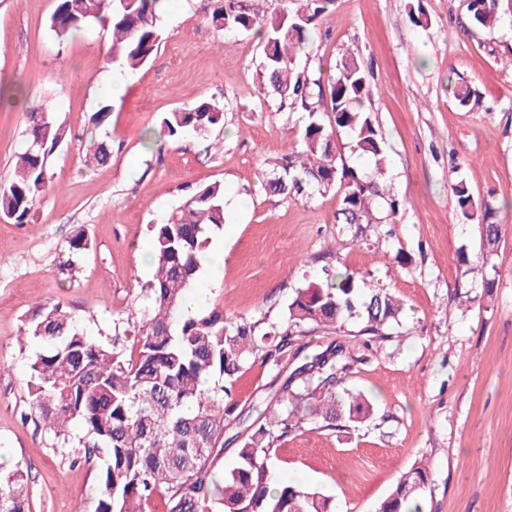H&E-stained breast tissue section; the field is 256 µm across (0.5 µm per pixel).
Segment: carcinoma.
<instances>
[{"label": "carcinoma", "instance_id": "carcinoma-1", "mask_svg": "<svg viewBox=\"0 0 512 512\" xmlns=\"http://www.w3.org/2000/svg\"><path fill=\"white\" fill-rule=\"evenodd\" d=\"M161 0H56L49 21L60 40L89 24L105 32L112 64L132 69L150 61L162 40ZM215 26L226 32L255 31L263 43L262 74L281 102L304 116L301 144L274 163L266 179L275 195L307 198L331 190L341 194V224H393L403 206L382 182L384 138L366 105L370 71L354 51L340 53L334 74L311 64L318 19L336 0H292L295 8L266 18L243 0H217ZM497 0H468L473 26L498 21ZM224 124V109L212 101L175 111L162 121L163 135L179 138ZM345 129L352 150L374 159L366 179L345 164L334 135ZM70 137L49 107L27 112L25 143L12 179L0 184V216L25 224L50 183L49 162ZM112 142L88 141L85 163L110 162ZM463 215L476 203L466 182L452 187ZM483 247L491 255L501 225L484 211ZM224 227V184L195 188L162 223L151 225L155 274L132 347L115 335L94 340L59 301L38 306L17 337L41 347L27 382L29 415L47 435L50 448L71 465H98L94 512H336L320 492L276 477L277 443L309 425L361 424L373 412L364 396L337 376L340 346L309 354L299 342L307 325L340 330L355 317L382 336L399 322L401 306L384 289L371 288L357 302L350 271L326 273L288 303L282 319L233 321L216 309L185 313L184 296L199 277L205 252ZM89 250L78 230L69 241L63 268L72 272ZM263 354L273 373L264 408L238 410L232 390L248 361ZM245 425L232 436L236 465L218 469L224 458L226 421ZM82 435L71 432L72 424ZM431 474L425 464L404 472L378 512H423L420 493ZM0 512H30L28 472L21 465L0 473Z\"/></svg>", "mask_w": 512, "mask_h": 512}]
</instances>
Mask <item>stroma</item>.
<instances>
[{"label": "stroma", "instance_id": "35a3bbf8", "mask_svg": "<svg viewBox=\"0 0 512 512\" xmlns=\"http://www.w3.org/2000/svg\"><path fill=\"white\" fill-rule=\"evenodd\" d=\"M215 0H165L163 39L148 64H107L97 29L58 40L48 21L55 0H0V85L27 103L0 109V183L14 171L33 106H53L74 137L50 161L51 187L28 223L0 218V466L27 467L32 512H90L97 472L55 456L28 408L23 320L62 300L95 339L139 324L153 267L151 225L196 187L224 185L221 276H199L202 309L249 321H278L298 288L325 270L361 274L404 305L390 336L314 326L309 351L340 344L342 377L368 395L361 425L301 429L278 444L277 472L333 499L338 512H377L416 461L432 476L425 512H512V0H498L495 28L474 27L466 0H336L317 25L313 61L335 71L339 51L360 53L372 75L369 107L384 139V181L404 201L395 223L338 224L339 193L311 199L266 193L260 170L299 144L301 113L283 107L259 79L255 32L215 28ZM424 8L428 26L410 14ZM474 91L461 107L451 85ZM224 108L208 132L155 144L163 119L204 100ZM100 127L91 116L103 106ZM112 142L111 162L90 169L82 143ZM466 180L489 204L502 233L484 256L479 219L464 220L451 191ZM84 230L87 251L62 272L69 240ZM493 290H486V283ZM271 374L249 361L234 389L240 408L258 404Z\"/></svg>", "mask_w": 512, "mask_h": 512}]
</instances>
